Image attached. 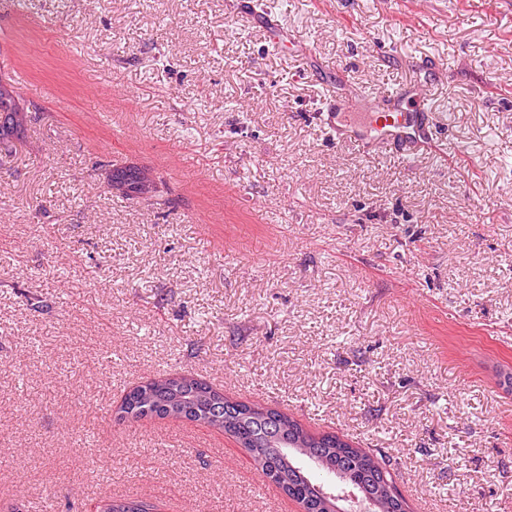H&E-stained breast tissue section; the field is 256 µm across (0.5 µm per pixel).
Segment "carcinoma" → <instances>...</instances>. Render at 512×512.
Returning <instances> with one entry per match:
<instances>
[{"label":"carcinoma","instance_id":"cac0c4a2","mask_svg":"<svg viewBox=\"0 0 512 512\" xmlns=\"http://www.w3.org/2000/svg\"><path fill=\"white\" fill-rule=\"evenodd\" d=\"M38 111L34 104H22L13 87L0 80V153L7 156L16 151L15 140L28 122L36 120ZM105 180L111 191L124 196L148 197L158 192L156 177L133 166L107 169ZM120 410L133 422L146 417L186 419L229 434L266 477L276 482L279 473H288L284 492L302 502L306 512H326L324 501L349 491L361 500L381 495L384 512H403L401 495L379 493L380 484L392 480L373 455L335 435H311L276 410L229 400L195 378L149 380L124 396ZM305 444L321 450L324 465L317 468L306 461L301 453Z\"/></svg>","mask_w":512,"mask_h":512}]
</instances>
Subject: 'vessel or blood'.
I'll list each match as a JSON object with an SVG mask.
<instances>
[{
  "label": "vessel or blood",
  "instance_id": "obj_1",
  "mask_svg": "<svg viewBox=\"0 0 512 512\" xmlns=\"http://www.w3.org/2000/svg\"><path fill=\"white\" fill-rule=\"evenodd\" d=\"M418 69L415 81L386 95L328 91L318 114L325 135L354 143L368 156L384 153L415 164L438 141L436 117L427 98V61H420Z\"/></svg>",
  "mask_w": 512,
  "mask_h": 512
}]
</instances>
